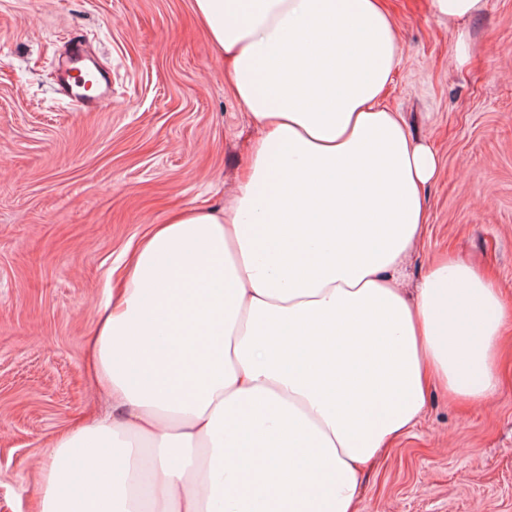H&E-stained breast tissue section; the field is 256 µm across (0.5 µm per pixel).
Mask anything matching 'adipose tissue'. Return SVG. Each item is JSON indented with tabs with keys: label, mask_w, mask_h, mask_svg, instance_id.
I'll return each instance as SVG.
<instances>
[{
	"label": "adipose tissue",
	"mask_w": 512,
	"mask_h": 512,
	"mask_svg": "<svg viewBox=\"0 0 512 512\" xmlns=\"http://www.w3.org/2000/svg\"><path fill=\"white\" fill-rule=\"evenodd\" d=\"M195 12L259 129L247 172L223 211L137 241L84 352L106 408L54 437L28 512H359L430 383L494 392L496 288L451 258L401 286L438 158L383 104L400 46L382 0Z\"/></svg>",
	"instance_id": "1"
}]
</instances>
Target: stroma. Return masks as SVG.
<instances>
[{"mask_svg": "<svg viewBox=\"0 0 512 512\" xmlns=\"http://www.w3.org/2000/svg\"><path fill=\"white\" fill-rule=\"evenodd\" d=\"M386 4L402 49L384 104L439 158L402 285L448 253L512 306V0L456 28L430 0ZM75 37L111 76L110 108L57 91ZM256 135L194 0H0V512H27L47 443L103 405L83 353L111 269L173 211L222 210ZM497 377L477 408L431 389L362 512H512V325Z\"/></svg>", "mask_w": 512, "mask_h": 512, "instance_id": "35a3bbf8", "label": "stroma"}]
</instances>
